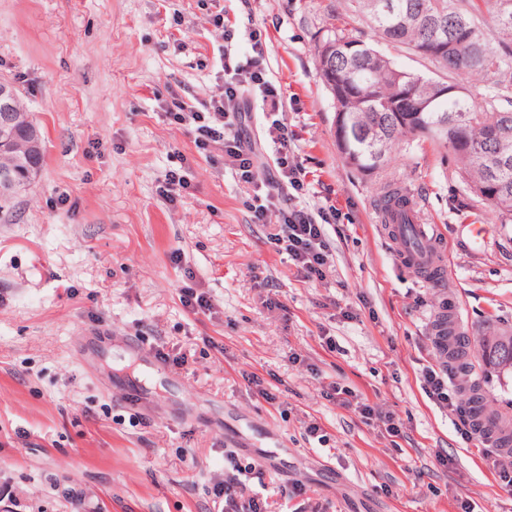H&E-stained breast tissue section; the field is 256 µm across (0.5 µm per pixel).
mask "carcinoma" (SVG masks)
<instances>
[{
	"mask_svg": "<svg viewBox=\"0 0 512 512\" xmlns=\"http://www.w3.org/2000/svg\"><path fill=\"white\" fill-rule=\"evenodd\" d=\"M495 29L496 45L484 38L482 11ZM362 17L382 40L404 47L426 60L434 71L494 77L484 99L460 87L399 67L374 45L348 29V19ZM318 36L315 58L327 42L341 43L336 71L356 94L339 100L338 110L351 112L356 128L340 146L347 164L358 171L384 168L403 144L428 139L450 150L470 192L512 223V0H346V12ZM436 36L443 51L424 50ZM19 112H0L5 143L0 145V170L11 172L10 187L0 191V212L9 213L18 195L30 189L43 160L36 125ZM381 209L395 224L410 223L409 194L390 183L380 194ZM490 366L512 367V345L482 339ZM451 368L464 376L473 403L481 387L470 380L471 366L454 360Z\"/></svg>",
	"mask_w": 512,
	"mask_h": 512,
	"instance_id": "cac0c4a2",
	"label": "carcinoma"
}]
</instances>
